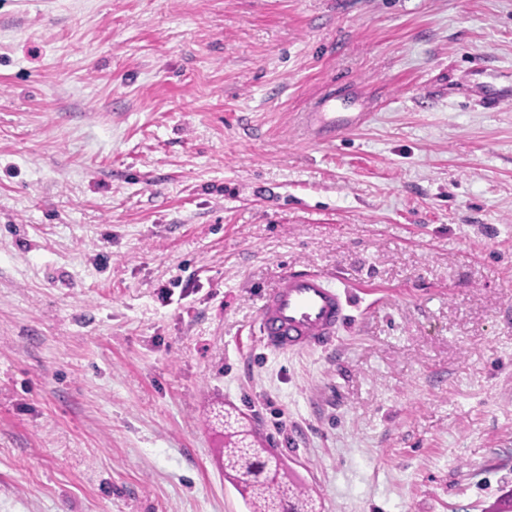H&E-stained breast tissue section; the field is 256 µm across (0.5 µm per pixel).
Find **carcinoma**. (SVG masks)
<instances>
[{
  "instance_id": "obj_1",
  "label": "carcinoma",
  "mask_w": 512,
  "mask_h": 512,
  "mask_svg": "<svg viewBox=\"0 0 512 512\" xmlns=\"http://www.w3.org/2000/svg\"><path fill=\"white\" fill-rule=\"evenodd\" d=\"M222 425L224 475L236 482L250 512H319L316 500L289 479L238 419L228 413Z\"/></svg>"
}]
</instances>
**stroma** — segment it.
<instances>
[{
	"instance_id": "1",
	"label": "stroma",
	"mask_w": 512,
	"mask_h": 512,
	"mask_svg": "<svg viewBox=\"0 0 512 512\" xmlns=\"http://www.w3.org/2000/svg\"><path fill=\"white\" fill-rule=\"evenodd\" d=\"M512 0H0V512H512ZM372 99L322 144L325 88ZM350 294L262 349L288 269ZM224 416V475L236 482L250 512H320L316 500L291 481L268 448L239 420Z\"/></svg>"
}]
</instances>
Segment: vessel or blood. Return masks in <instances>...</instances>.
Masks as SVG:
<instances>
[{
  "instance_id": "vessel-or-blood-1",
  "label": "vessel or blood",
  "mask_w": 512,
  "mask_h": 512,
  "mask_svg": "<svg viewBox=\"0 0 512 512\" xmlns=\"http://www.w3.org/2000/svg\"><path fill=\"white\" fill-rule=\"evenodd\" d=\"M367 118L357 95H329L307 113L305 123L321 139L329 140L362 125ZM347 303L346 295L323 273L286 271L263 297L258 316L260 343L265 350L280 354L326 346L336 339Z\"/></svg>"
}]
</instances>
